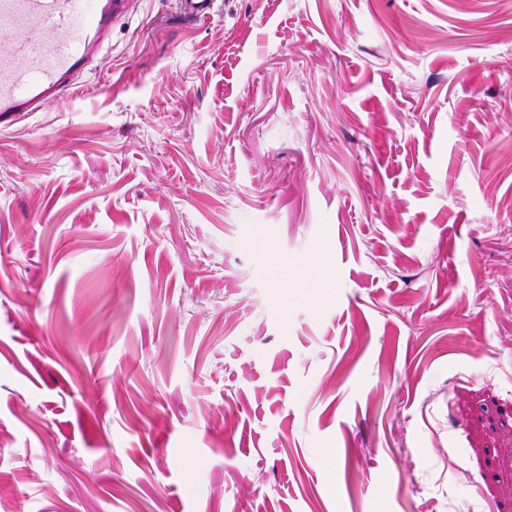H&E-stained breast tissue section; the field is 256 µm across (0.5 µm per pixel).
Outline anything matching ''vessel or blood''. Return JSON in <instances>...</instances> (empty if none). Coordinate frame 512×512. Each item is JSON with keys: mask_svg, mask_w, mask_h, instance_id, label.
I'll return each instance as SVG.
<instances>
[{"mask_svg": "<svg viewBox=\"0 0 512 512\" xmlns=\"http://www.w3.org/2000/svg\"><path fill=\"white\" fill-rule=\"evenodd\" d=\"M123 0H0V127L74 91Z\"/></svg>", "mask_w": 512, "mask_h": 512, "instance_id": "vessel-or-blood-1", "label": "vessel or blood"}]
</instances>
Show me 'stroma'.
<instances>
[{"instance_id":"1","label":"stroma","mask_w":512,"mask_h":512,"mask_svg":"<svg viewBox=\"0 0 512 512\" xmlns=\"http://www.w3.org/2000/svg\"><path fill=\"white\" fill-rule=\"evenodd\" d=\"M91 66L0 130V512H512V0H125Z\"/></svg>"}]
</instances>
